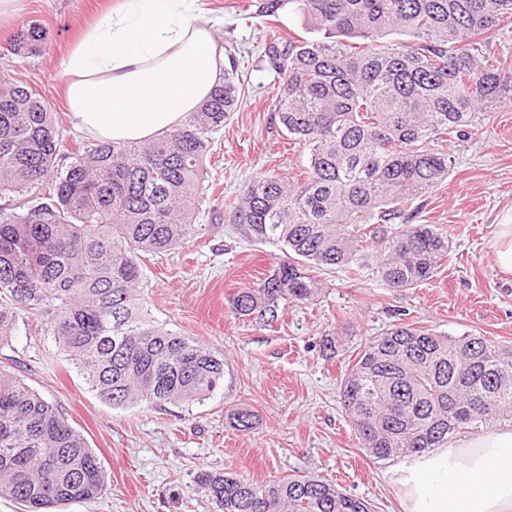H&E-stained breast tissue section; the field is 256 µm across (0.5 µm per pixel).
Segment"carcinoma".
<instances>
[{"instance_id":"cac0c4a2","label":"carcinoma","mask_w":512,"mask_h":512,"mask_svg":"<svg viewBox=\"0 0 512 512\" xmlns=\"http://www.w3.org/2000/svg\"><path fill=\"white\" fill-rule=\"evenodd\" d=\"M285 4L319 33L260 29L281 78L273 112L309 165L292 182L250 180L226 208L250 239L283 253L230 299L235 315L264 323L280 302L311 299L316 269L367 270L397 292L431 279L448 235L413 220L448 178L444 143L512 103V61L489 50L490 35L512 20V0H271L266 12ZM43 39L31 24L10 49L31 52ZM240 95L233 59L181 126L142 143L89 139L62 168L59 114L34 88L0 76V197L23 198L0 208V345L25 311L109 405L201 403L217 390L224 359L154 320L139 260L200 235L213 134ZM339 396L367 455L410 458L464 428L512 418V345L397 323L358 351ZM232 419L248 431L256 414L240 407ZM103 485L84 435L0 369V497L50 512ZM197 485L219 512H372L315 476L257 483L203 471Z\"/></svg>"}]
</instances>
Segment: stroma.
<instances>
[{"instance_id":"obj_1","label":"stroma","mask_w":512,"mask_h":512,"mask_svg":"<svg viewBox=\"0 0 512 512\" xmlns=\"http://www.w3.org/2000/svg\"><path fill=\"white\" fill-rule=\"evenodd\" d=\"M203 2L242 80L241 105L215 134L207 163L208 179L222 197L201 212L205 230L198 239L145 260L142 295L158 323L223 357L224 382L200 403L162 410L144 403L109 406L49 337L33 334L31 316L19 313L11 340L0 346V365L58 405L105 471L101 495L53 512H214L196 483L202 470L256 482L319 476L368 500L374 512H402L390 479L398 462L366 456L341 407L340 379L350 356L401 319L436 334L473 332L512 343V274L497 267L491 249L499 225L512 222V104L493 109L483 129L445 145L452 157L448 177L426 197L418 218L450 240L430 282L396 292L368 273L320 270L311 301L280 303L277 320L259 324L232 314L228 301L271 270L280 252L229 223L224 203L239 197L253 177L291 179L308 158L274 120L280 76L257 32L265 0ZM116 3L21 0L0 24V71L54 104L70 151L87 135L65 104L63 62L82 32ZM34 22L46 31L43 50L12 54L17 32ZM328 338L342 345L331 359L323 354ZM240 406L256 412L252 430L231 423V410Z\"/></svg>"}]
</instances>
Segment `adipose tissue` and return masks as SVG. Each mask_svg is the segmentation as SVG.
<instances>
[{
    "label": "adipose tissue",
    "instance_id": "ef3b65f1",
    "mask_svg": "<svg viewBox=\"0 0 512 512\" xmlns=\"http://www.w3.org/2000/svg\"><path fill=\"white\" fill-rule=\"evenodd\" d=\"M196 0H122L74 43L66 100L81 129L108 142L179 127L224 75ZM404 512H512V426L429 450L393 469Z\"/></svg>",
    "mask_w": 512,
    "mask_h": 512
}]
</instances>
